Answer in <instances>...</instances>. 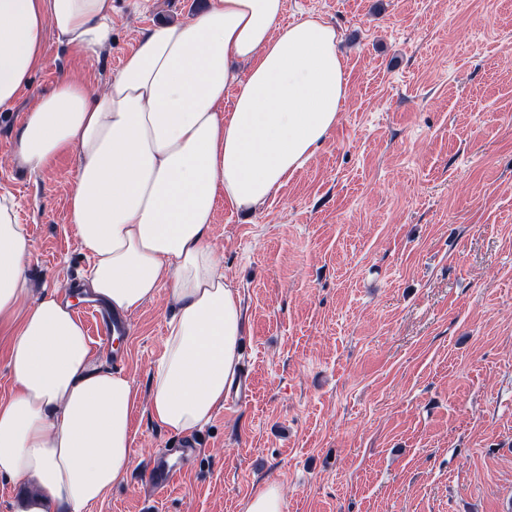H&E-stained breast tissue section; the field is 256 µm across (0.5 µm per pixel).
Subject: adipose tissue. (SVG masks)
Here are the masks:
<instances>
[{
  "mask_svg": "<svg viewBox=\"0 0 512 512\" xmlns=\"http://www.w3.org/2000/svg\"><path fill=\"white\" fill-rule=\"evenodd\" d=\"M284 5L212 0L148 29L100 92L61 75L37 96L13 154L37 172L76 153L71 222L95 298L132 313L167 290L147 410L176 438L223 408L241 361V293L210 241L216 202L262 207L329 137L348 93L335 26L282 24ZM51 33L99 57L112 47V0H0L1 109L29 85ZM30 255L17 204L1 194L0 335L13 393L0 401V477L36 487L16 512H90L133 466L139 394L93 351L59 289L34 292Z\"/></svg>",
  "mask_w": 512,
  "mask_h": 512,
  "instance_id": "ef3b65f1",
  "label": "adipose tissue"
}]
</instances>
